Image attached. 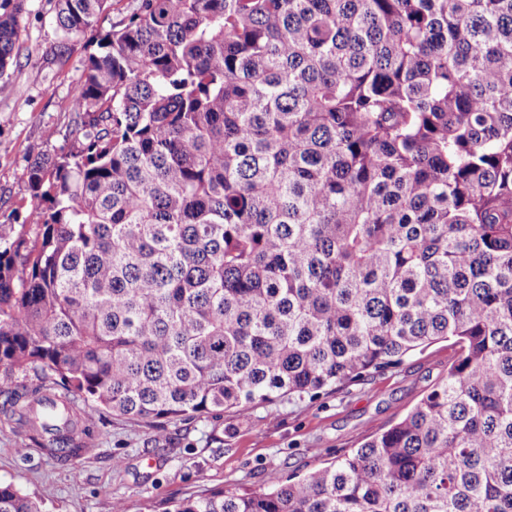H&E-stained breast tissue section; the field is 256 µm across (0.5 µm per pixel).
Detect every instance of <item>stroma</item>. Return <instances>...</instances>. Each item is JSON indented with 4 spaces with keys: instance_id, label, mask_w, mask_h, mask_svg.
Returning <instances> with one entry per match:
<instances>
[{
    "instance_id": "35a3bbf8",
    "label": "stroma",
    "mask_w": 512,
    "mask_h": 512,
    "mask_svg": "<svg viewBox=\"0 0 512 512\" xmlns=\"http://www.w3.org/2000/svg\"><path fill=\"white\" fill-rule=\"evenodd\" d=\"M56 0H0L18 11L19 39L0 89V225L24 223L30 207L25 172L38 155L69 152L76 134L72 101L83 80V47L62 58ZM454 350L438 342L342 389L287 395L215 418L193 416L152 427L99 410L98 436L66 461L0 427V481L16 484L43 512H166L202 490H271L358 447L405 416L448 371Z\"/></svg>"
}]
</instances>
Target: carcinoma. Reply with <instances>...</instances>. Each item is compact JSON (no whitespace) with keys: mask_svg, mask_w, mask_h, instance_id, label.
Segmentation results:
<instances>
[{"mask_svg":"<svg viewBox=\"0 0 512 512\" xmlns=\"http://www.w3.org/2000/svg\"><path fill=\"white\" fill-rule=\"evenodd\" d=\"M107 2L59 0L61 54ZM97 46L79 146L0 225V369L42 375L4 422L76 459L100 407L220 416L448 341L358 448L170 512H512V0H138Z\"/></svg>","mask_w":512,"mask_h":512,"instance_id":"1","label":"carcinoma"}]
</instances>
